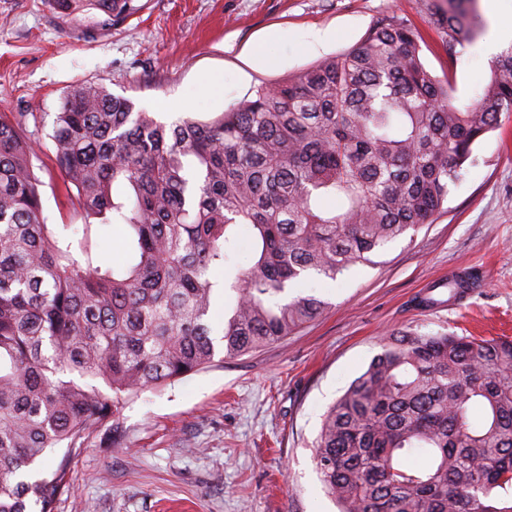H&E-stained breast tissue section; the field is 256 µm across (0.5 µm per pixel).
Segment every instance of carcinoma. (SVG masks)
<instances>
[{"instance_id": "cac0c4a2", "label": "carcinoma", "mask_w": 512, "mask_h": 512, "mask_svg": "<svg viewBox=\"0 0 512 512\" xmlns=\"http://www.w3.org/2000/svg\"><path fill=\"white\" fill-rule=\"evenodd\" d=\"M123 22L132 0H54ZM448 55L474 0H428ZM396 14L208 119L167 125L100 83L68 93L48 134L79 224H49L28 116H0V512H55L73 456L122 407L296 333L334 280L442 210L474 146L512 112V44L460 104ZM122 232L115 257L101 234ZM251 265L233 269L238 228ZM218 270L224 321L210 323ZM106 387V394L101 387ZM65 449L39 470L47 450ZM316 469L339 512H512V340L406 332L324 414Z\"/></svg>"}]
</instances>
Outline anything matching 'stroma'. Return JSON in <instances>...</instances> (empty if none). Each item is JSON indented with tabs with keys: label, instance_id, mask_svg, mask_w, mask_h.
Masks as SVG:
<instances>
[{
	"label": "stroma",
	"instance_id": "35a3bbf8",
	"mask_svg": "<svg viewBox=\"0 0 512 512\" xmlns=\"http://www.w3.org/2000/svg\"><path fill=\"white\" fill-rule=\"evenodd\" d=\"M119 25L72 21L47 0H0V114L34 112L50 133L68 92L99 82L173 123L206 119L262 83L287 78L358 43L393 12L422 34L433 75L453 71L467 101L489 76L485 48L512 0H478L482 28L448 57L425 0H134ZM331 29L312 50L305 35ZM432 223L392 243L373 267L313 281L327 304L298 333L124 406L71 463V496L57 512H337L312 444L327 408L382 350L408 331L512 337V117L475 147ZM48 223L78 220L52 151L32 159ZM458 276L472 288L449 297ZM438 282L430 290V282ZM434 304H426V297Z\"/></svg>",
	"mask_w": 512,
	"mask_h": 512
}]
</instances>
